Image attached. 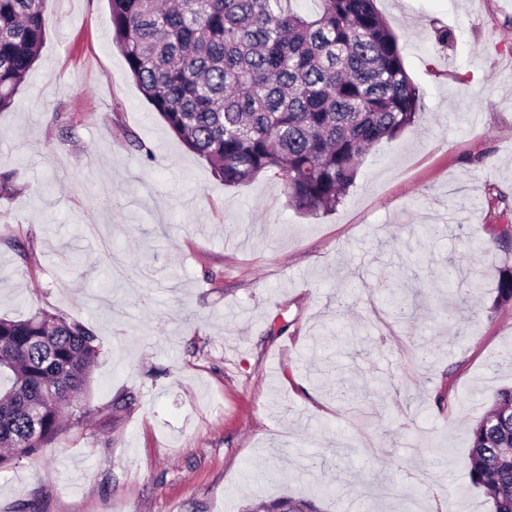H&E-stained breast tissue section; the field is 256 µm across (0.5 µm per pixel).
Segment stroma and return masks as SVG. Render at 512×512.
<instances>
[{
	"label": "stroma",
	"mask_w": 512,
	"mask_h": 512,
	"mask_svg": "<svg viewBox=\"0 0 512 512\" xmlns=\"http://www.w3.org/2000/svg\"><path fill=\"white\" fill-rule=\"evenodd\" d=\"M424 106L343 202L303 216L263 176L227 186L152 109L108 0H46L0 111V317L90 327V387L0 469V512H493L471 429L512 387V0H378ZM448 44H441V31ZM140 140L154 151L145 159ZM439 225V235L426 233ZM412 285L399 322L387 278ZM359 387L338 403L336 380ZM313 505L305 499L281 498L270 503L260 502L246 507L247 512H314Z\"/></svg>",
	"instance_id": "35a3bbf8"
}]
</instances>
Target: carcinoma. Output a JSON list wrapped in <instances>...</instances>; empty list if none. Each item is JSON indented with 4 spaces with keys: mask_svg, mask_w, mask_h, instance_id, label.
<instances>
[{
    "mask_svg": "<svg viewBox=\"0 0 512 512\" xmlns=\"http://www.w3.org/2000/svg\"><path fill=\"white\" fill-rule=\"evenodd\" d=\"M109 0L112 43L163 121L227 186L263 175L306 215L336 209L367 151L418 122L421 98L377 0ZM45 0H0V110L33 68ZM409 315L411 287L390 285ZM512 302V268L497 303ZM95 336L48 313L0 318V467L33 454L62 428L64 406L87 392ZM472 481L512 512V387L473 426ZM246 512H314L281 498Z\"/></svg>",
    "mask_w": 512,
    "mask_h": 512,
    "instance_id": "obj_1",
    "label": "carcinoma"
}]
</instances>
